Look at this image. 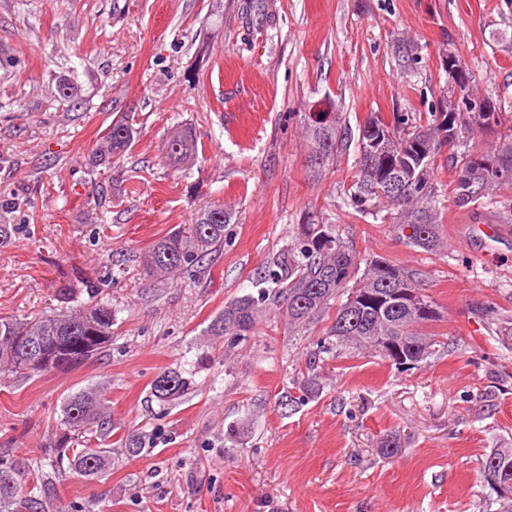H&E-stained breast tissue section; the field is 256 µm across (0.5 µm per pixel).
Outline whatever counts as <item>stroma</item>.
Returning <instances> with one entry per match:
<instances>
[{
  "mask_svg": "<svg viewBox=\"0 0 512 512\" xmlns=\"http://www.w3.org/2000/svg\"><path fill=\"white\" fill-rule=\"evenodd\" d=\"M475 99L512 125V0H0V316L61 309L58 291L92 281L116 312L112 341L83 365L0 378V445L27 460L26 485L52 472L72 393L111 408L112 469L55 481L70 512H497L482 460L512 448V189L453 200L464 150L443 147L433 186L441 249L403 240L390 213L361 216L344 194L347 147L320 176L305 166L302 115L314 105L358 131L371 113L438 111L446 57ZM74 101H55L61 78ZM138 133L108 169L90 157L113 119ZM190 127L203 156L188 171L162 149ZM235 219L201 267L151 286L142 258L190 235L201 211ZM312 212L355 248L420 273L441 347L408 371L371 355L328 360L318 397L282 414L326 322L289 332L267 314L236 345L209 332L226 302ZM495 224L493 238L478 228ZM194 381L170 406L150 399L162 370ZM250 420L228 441L229 425ZM150 434L127 457L130 430Z\"/></svg>",
  "mask_w": 512,
  "mask_h": 512,
  "instance_id": "1",
  "label": "stroma"
}]
</instances>
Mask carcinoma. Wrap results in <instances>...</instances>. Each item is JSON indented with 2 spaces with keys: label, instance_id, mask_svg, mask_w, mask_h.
I'll return each instance as SVG.
<instances>
[{
  "label": "carcinoma",
  "instance_id": "1",
  "mask_svg": "<svg viewBox=\"0 0 512 512\" xmlns=\"http://www.w3.org/2000/svg\"><path fill=\"white\" fill-rule=\"evenodd\" d=\"M502 112H431L423 118L394 112L373 113L359 128L357 172L346 196L357 212L372 214L381 206L397 212L399 229L409 231L407 242L432 251L441 243L440 225L433 220L440 209L432 194L431 179L438 154L448 140L464 138L473 129L491 132L501 123ZM309 134L308 155L320 163L307 165L319 175L351 140L338 113L323 124L310 116L303 119ZM134 141V128L125 117L108 128L92 157L98 165L117 163ZM199 146L188 128L177 131L166 144L167 159L175 168L192 163ZM492 186L512 188V137L494 151L474 146L464 152L457 165L455 202L465 206L478 201ZM232 212L214 207L204 210L194 225L196 250L178 233L156 240L144 256L147 276L163 284L178 274L200 266L206 250L224 245V230ZM257 291L236 297L212 321L210 332L243 340L253 332L257 320L276 308L288 326L308 330L331 319L325 337L306 363L307 375L299 382L300 397L284 395L279 406L287 411L320 392L318 364L341 354H376L402 365L400 357L418 364L435 352L437 341L418 332L434 321L422 306L435 305L421 292L417 273L386 261L368 259L342 237L336 224L305 217L295 236L254 274ZM115 312L112 305L91 301L57 314L0 318V376L26 378L32 375L23 342L37 340L53 363L45 372L79 366L101 353L112 340ZM192 377L182 369H167L151 382L150 396L170 405L192 388ZM109 406L96 389L80 390L69 396L62 409L63 424L70 436L57 444L58 466L66 472L93 480L112 465V449L84 446L71 448L72 437L92 428L100 436L109 432ZM125 453L138 457L145 451V436L132 430L122 440ZM28 462L8 448H0V512H46L48 503L24 490ZM481 477L489 475L512 481V448H497L481 463Z\"/></svg>",
  "mask_w": 512,
  "mask_h": 512
}]
</instances>
